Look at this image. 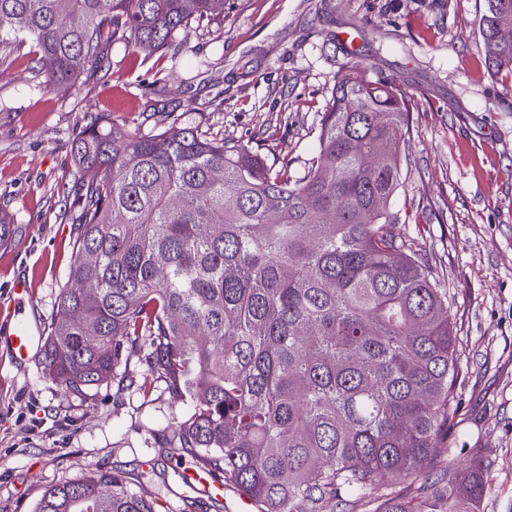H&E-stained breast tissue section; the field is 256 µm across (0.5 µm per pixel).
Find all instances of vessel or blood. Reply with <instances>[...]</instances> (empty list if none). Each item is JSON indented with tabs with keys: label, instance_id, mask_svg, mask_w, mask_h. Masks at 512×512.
<instances>
[{
	"label": "vessel or blood",
	"instance_id": "1",
	"mask_svg": "<svg viewBox=\"0 0 512 512\" xmlns=\"http://www.w3.org/2000/svg\"><path fill=\"white\" fill-rule=\"evenodd\" d=\"M33 302V286L29 279L19 277L11 284L7 305L0 307V319L7 324L8 344L16 363L28 362L36 346L43 339V330L29 318V308ZM185 483L194 491L210 493L223 490V482L210 474L191 470L184 475Z\"/></svg>",
	"mask_w": 512,
	"mask_h": 512
}]
</instances>
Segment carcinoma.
Returning a JSON list of instances; mask_svg holds the SVG:
<instances>
[{"label": "carcinoma", "instance_id": "carcinoma-1", "mask_svg": "<svg viewBox=\"0 0 512 512\" xmlns=\"http://www.w3.org/2000/svg\"><path fill=\"white\" fill-rule=\"evenodd\" d=\"M223 14L224 0H0V45L31 39L36 73L65 87L110 70L114 40L177 51L191 22ZM501 24L512 0H484L483 44ZM486 62L512 70V42ZM414 108L350 67L302 176L187 124L118 133L95 117L72 140L74 260L45 375L66 394L111 380L146 394L130 369L146 366L188 409L176 448L260 512H356L391 481L407 493L362 512H479L483 461L451 471L441 452L459 410L448 289L390 212ZM15 233L0 211V246ZM35 512L157 510L115 468L49 487Z\"/></svg>", "mask_w": 512, "mask_h": 512}]
</instances>
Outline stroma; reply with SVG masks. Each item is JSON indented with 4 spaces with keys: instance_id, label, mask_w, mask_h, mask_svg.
I'll return each mask as SVG.
<instances>
[{
    "instance_id": "35a3bbf8",
    "label": "stroma",
    "mask_w": 512,
    "mask_h": 512,
    "mask_svg": "<svg viewBox=\"0 0 512 512\" xmlns=\"http://www.w3.org/2000/svg\"><path fill=\"white\" fill-rule=\"evenodd\" d=\"M484 0H224L178 55L109 47L112 71L66 89L35 77L32 42L0 63V210L16 235L0 248V303L18 274L34 283L31 321L49 322L73 261L71 141L91 116L118 129L195 126L245 142L303 175L343 66L360 63L413 91L411 137L391 209L453 301L460 411L448 464L480 455V512H512V71L489 72L478 31ZM185 415L163 381L63 393L39 359L15 363L0 341V512H34L43 492L96 468L122 469L158 512H213L186 492L190 458L171 454Z\"/></svg>"
}]
</instances>
